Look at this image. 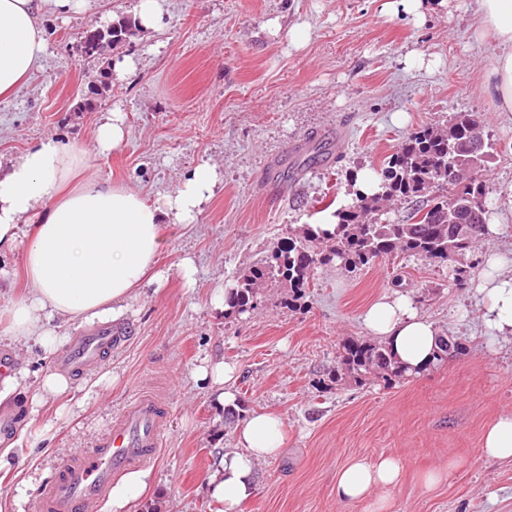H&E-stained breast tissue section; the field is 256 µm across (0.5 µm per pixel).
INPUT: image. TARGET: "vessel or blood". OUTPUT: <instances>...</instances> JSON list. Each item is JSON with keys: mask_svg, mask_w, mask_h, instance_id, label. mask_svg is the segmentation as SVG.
Returning a JSON list of instances; mask_svg holds the SVG:
<instances>
[{"mask_svg": "<svg viewBox=\"0 0 512 512\" xmlns=\"http://www.w3.org/2000/svg\"><path fill=\"white\" fill-rule=\"evenodd\" d=\"M121 331L105 325L77 337L57 358V370L79 373L95 367L119 342ZM168 414L167 402L136 395L88 454L64 460L44 489L36 512H100L116 479L149 461L160 447Z\"/></svg>", "mask_w": 512, "mask_h": 512, "instance_id": "vessel-or-blood-1", "label": "vessel or blood"}]
</instances>
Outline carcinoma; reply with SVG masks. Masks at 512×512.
Listing matches in <instances>:
<instances>
[{
	"label": "carcinoma",
	"mask_w": 512,
	"mask_h": 512,
	"mask_svg": "<svg viewBox=\"0 0 512 512\" xmlns=\"http://www.w3.org/2000/svg\"><path fill=\"white\" fill-rule=\"evenodd\" d=\"M136 24L121 21L106 28L91 27L81 43L86 58L100 59L126 36L135 34ZM476 115L458 112L444 129L425 127L412 134L392 154L381 169V193L365 196L355 193L353 205L339 208L333 236L306 225L302 235L277 247L269 260L240 277L231 288L226 305L238 313L253 308L259 286L274 279L296 293L309 286L316 264L338 257L348 269L368 265L396 250L420 259L451 262L461 275L462 264L473 244L488 231L489 201L486 187L477 177H465L461 171L474 170L497 154V143L489 136L480 152L470 149V133H479ZM413 202L406 220L400 224L378 221L383 202L391 199ZM461 224H473L477 233L466 237L457 233ZM337 375L363 376L374 371L385 379L403 376L387 346L382 343L351 340L342 347Z\"/></svg>",
	"instance_id": "cac0c4a2"
}]
</instances>
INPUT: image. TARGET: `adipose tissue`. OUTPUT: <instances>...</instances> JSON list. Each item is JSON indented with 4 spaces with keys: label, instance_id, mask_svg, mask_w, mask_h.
Segmentation results:
<instances>
[{
    "label": "adipose tissue",
    "instance_id": "ef3b65f1",
    "mask_svg": "<svg viewBox=\"0 0 512 512\" xmlns=\"http://www.w3.org/2000/svg\"><path fill=\"white\" fill-rule=\"evenodd\" d=\"M476 43L493 40L495 54L484 72V89L500 112H512V0H476ZM87 0H0V98L7 99L39 70L47 54L40 25L43 12L63 15ZM127 131L121 113L97 124L92 142L46 135L7 164H0V253L21 250L28 280L24 297L10 299L1 334L15 345L52 353L62 342L51 324L58 319L92 323L118 320L126 301L161 282L156 267L163 246L161 227L190 224L221 181L204 162L170 193L157 198L89 175L92 155L119 149ZM481 321L490 340L512 339V277L488 276L477 290ZM370 335L385 344L408 372L432 362L440 330L419 315L408 296L382 297L364 313ZM234 365L208 358L194 378L213 390L225 409L237 407ZM283 423L270 412H253L235 429V450L225 452L205 479L210 496L237 512L256 492L258 462L284 446ZM401 460L355 458L336 474V496L368 502L369 512H393L381 488L396 487Z\"/></svg>",
    "mask_w": 512,
    "mask_h": 512
}]
</instances>
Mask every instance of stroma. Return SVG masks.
<instances>
[{
    "label": "stroma",
    "instance_id": "35a3bbf8",
    "mask_svg": "<svg viewBox=\"0 0 512 512\" xmlns=\"http://www.w3.org/2000/svg\"><path fill=\"white\" fill-rule=\"evenodd\" d=\"M133 4L89 0L80 13L42 17L45 61L14 98L0 101V159L47 134L89 141L101 114L117 111L128 140L93 157V173L151 198L204 161L223 180L195 223L165 226L158 266L168 278L130 302L117 322L123 338L111 356L71 375L70 395L30 414L57 356L19 349L29 375L0 405V414L16 415L20 428L6 438H22L25 455L20 473L0 471L8 512H35L63 458L89 450L139 393L167 398L170 416L163 446L146 464L149 489L129 512H221L203 478L234 450L235 424L192 376L205 357L237 365L246 411L284 422L285 445L258 464L256 494L239 512H367L366 503L337 500L336 473L349 459L384 454L405 467L388 491L394 512H512V460L480 452L484 428L512 412V340L483 336L476 293L495 257L512 275V218L467 254L459 282L450 264L399 253L352 272L336 261L317 265L298 296L269 284L245 314L211 303L214 288L233 286L315 224L321 202L351 205L360 170H380L413 132L446 125L457 112L475 113L497 141L481 175L490 199L512 206V120L482 89L495 50L470 38L475 0H438L421 18L399 0H166L157 30L103 59L80 56L82 31L132 17ZM297 24L309 28L299 45L289 37ZM127 56L138 68L117 78L112 64ZM308 141L338 145L340 155L280 183L274 162ZM186 256L197 267L191 288L175 272ZM396 294L461 342L463 355L389 382L373 374L337 379L342 344L369 337L365 309ZM452 458L447 480L427 489L422 474ZM21 479L27 492L19 498Z\"/></svg>",
    "mask_w": 512,
    "mask_h": 512
}]
</instances>
